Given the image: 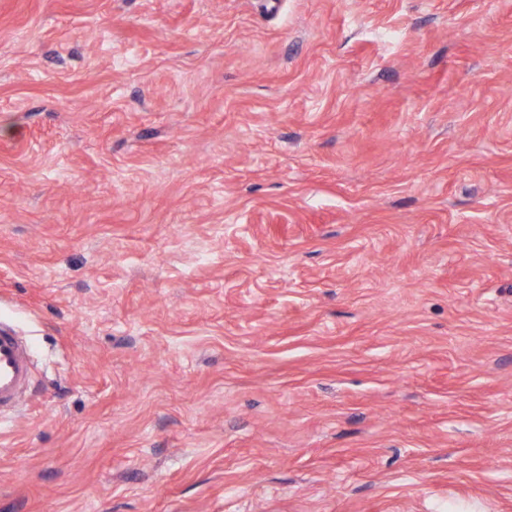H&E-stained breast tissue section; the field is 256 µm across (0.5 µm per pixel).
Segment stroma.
<instances>
[{
  "label": "stroma",
  "mask_w": 512,
  "mask_h": 512,
  "mask_svg": "<svg viewBox=\"0 0 512 512\" xmlns=\"http://www.w3.org/2000/svg\"><path fill=\"white\" fill-rule=\"evenodd\" d=\"M0 512H512V0H0ZM32 382L31 349L16 330L0 323V424L25 400Z\"/></svg>",
  "instance_id": "35a3bbf8"
}]
</instances>
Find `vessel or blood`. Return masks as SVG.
<instances>
[{"label": "vessel or blood", "instance_id": "vessel-or-blood-1", "mask_svg": "<svg viewBox=\"0 0 512 512\" xmlns=\"http://www.w3.org/2000/svg\"><path fill=\"white\" fill-rule=\"evenodd\" d=\"M31 382L29 344L12 326L0 323V422L25 400Z\"/></svg>", "mask_w": 512, "mask_h": 512}]
</instances>
